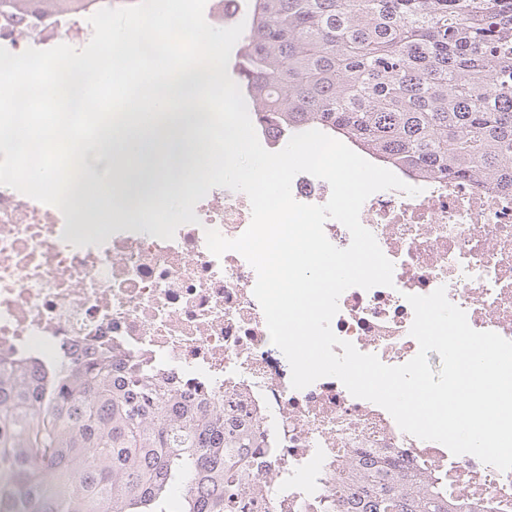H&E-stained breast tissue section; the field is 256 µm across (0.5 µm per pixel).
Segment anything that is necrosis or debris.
<instances>
[{"label":"necrosis or debris","mask_w":512,"mask_h":512,"mask_svg":"<svg viewBox=\"0 0 512 512\" xmlns=\"http://www.w3.org/2000/svg\"><path fill=\"white\" fill-rule=\"evenodd\" d=\"M18 17L0 6V47L19 54L64 43L81 48L90 13ZM418 195L372 194L360 221L394 264V284L353 287L339 298L331 327L360 352L397 366L419 345L411 336L408 295L445 287L469 325L512 340V193L461 180L423 179ZM102 202L93 224L0 186V354L41 366L111 351L137 363L185 397L230 404L235 424L263 432L255 488L288 512H312L336 486V458L359 449L388 451L448 476L451 493L512 504V471L404 433L379 405L353 397L334 377L297 390L291 368L270 340L253 294L257 275L235 251L213 255L206 229L226 238L251 221L248 197L212 188L173 239L148 224H115Z\"/></svg>","instance_id":"4bbe7bcc"}]
</instances>
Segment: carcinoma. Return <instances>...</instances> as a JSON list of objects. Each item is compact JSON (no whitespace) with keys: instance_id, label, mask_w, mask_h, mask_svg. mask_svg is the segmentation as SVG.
I'll return each mask as SVG.
<instances>
[{"instance_id":"obj_1","label":"carcinoma","mask_w":512,"mask_h":512,"mask_svg":"<svg viewBox=\"0 0 512 512\" xmlns=\"http://www.w3.org/2000/svg\"><path fill=\"white\" fill-rule=\"evenodd\" d=\"M235 70L264 124L512 193V0H253ZM229 419L108 353L0 357V512H280L249 483L262 432ZM336 470L333 512H493L393 454Z\"/></svg>"}]
</instances>
